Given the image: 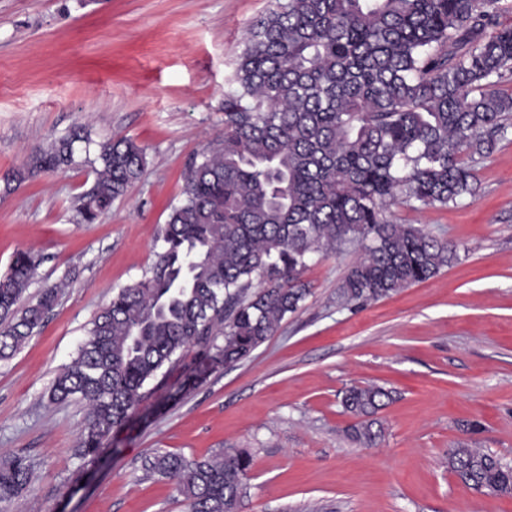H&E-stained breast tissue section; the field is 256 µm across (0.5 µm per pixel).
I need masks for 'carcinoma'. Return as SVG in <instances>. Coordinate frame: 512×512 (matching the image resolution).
I'll use <instances>...</instances> for the list:
<instances>
[{
	"label": "carcinoma",
	"mask_w": 512,
	"mask_h": 512,
	"mask_svg": "<svg viewBox=\"0 0 512 512\" xmlns=\"http://www.w3.org/2000/svg\"><path fill=\"white\" fill-rule=\"evenodd\" d=\"M501 0H276L247 30L224 95V132L188 164L181 198L161 231L149 273L120 289L93 320L50 400L87 409L78 453L94 457L179 369L175 400L216 369L250 356L309 294L316 254L365 249L338 289L364 306L436 277L458 245L391 209L446 207L475 197L471 162L489 156L512 124V26ZM82 129L33 150L11 175L22 183L75 164ZM96 178L79 214L94 222L144 172L129 137L98 144ZM41 259L16 253L0 277V361L40 329L58 298L23 303ZM195 352L185 362L188 352ZM392 391L351 386L342 406L350 437L377 445ZM251 459L155 452L147 473L176 481L189 512H240ZM446 466L477 491L512 490V466L460 443ZM31 461L0 460V503L30 485Z\"/></svg>",
	"instance_id": "carcinoma-1"
}]
</instances>
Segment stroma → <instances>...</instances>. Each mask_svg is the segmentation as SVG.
Here are the masks:
<instances>
[{
    "label": "stroma",
    "instance_id": "1",
    "mask_svg": "<svg viewBox=\"0 0 512 512\" xmlns=\"http://www.w3.org/2000/svg\"><path fill=\"white\" fill-rule=\"evenodd\" d=\"M271 0H0V274L13 254L41 263L27 290L59 285L55 308L0 361V456L34 463L31 487L0 512H187L146 456L251 458L242 512H512V495L462 488L444 466L465 442L512 463V127L476 159V197L403 205L394 218L459 246L435 278L361 308L337 290L363 254L316 257L301 309L231 368L176 401L165 390L114 432L97 459L76 448L87 408L54 403L56 375L113 294L142 278L184 171L224 130V95L246 27ZM74 166L6 179L36 147L75 128ZM133 137L147 167L91 224L80 197L98 145ZM380 385L383 440L346 436V387Z\"/></svg>",
    "mask_w": 512,
    "mask_h": 512
}]
</instances>
